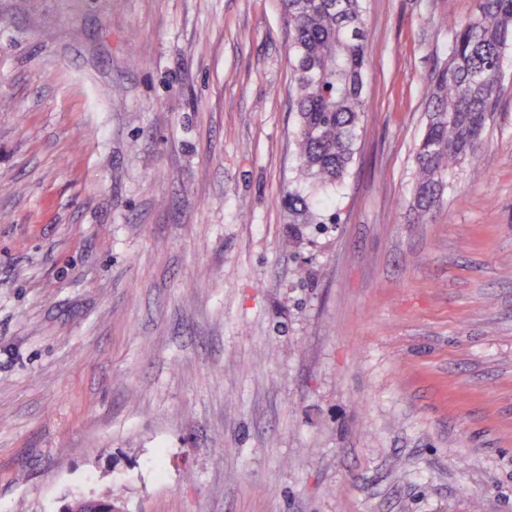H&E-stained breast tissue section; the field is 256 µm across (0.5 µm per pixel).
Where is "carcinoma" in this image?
<instances>
[{"mask_svg": "<svg viewBox=\"0 0 512 512\" xmlns=\"http://www.w3.org/2000/svg\"><path fill=\"white\" fill-rule=\"evenodd\" d=\"M363 0H284L292 28L294 150L314 185L342 181L364 112L367 35ZM480 15L453 27L448 63L434 81L432 110L416 154L412 210L438 205L448 170L475 154L500 94L495 79L512 43V0H479Z\"/></svg>", "mask_w": 512, "mask_h": 512, "instance_id": "1", "label": "carcinoma"}]
</instances>
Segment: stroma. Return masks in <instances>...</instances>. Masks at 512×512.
<instances>
[{"label":"stroma","mask_w":512,"mask_h":512,"mask_svg":"<svg viewBox=\"0 0 512 512\" xmlns=\"http://www.w3.org/2000/svg\"><path fill=\"white\" fill-rule=\"evenodd\" d=\"M478 5L365 0L319 190L282 0H0V512H512V47L409 208Z\"/></svg>","instance_id":"stroma-1"}]
</instances>
